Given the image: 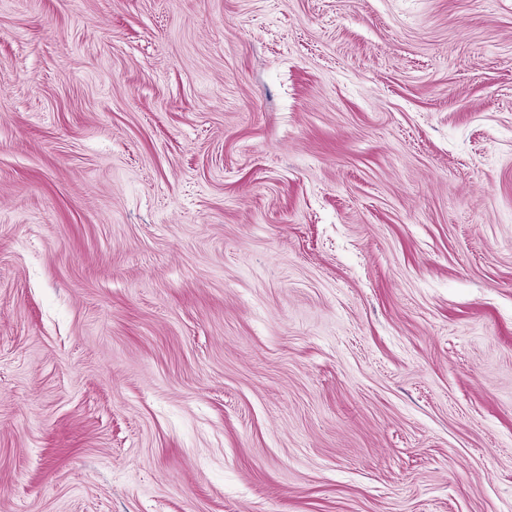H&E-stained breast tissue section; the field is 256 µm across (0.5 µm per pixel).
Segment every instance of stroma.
Masks as SVG:
<instances>
[{
    "label": "stroma",
    "instance_id": "35a3bbf8",
    "mask_svg": "<svg viewBox=\"0 0 512 512\" xmlns=\"http://www.w3.org/2000/svg\"><path fill=\"white\" fill-rule=\"evenodd\" d=\"M0 512H512V0H0Z\"/></svg>",
    "mask_w": 512,
    "mask_h": 512
}]
</instances>
